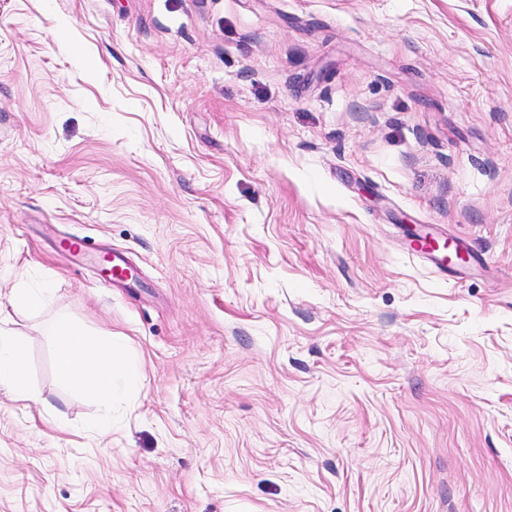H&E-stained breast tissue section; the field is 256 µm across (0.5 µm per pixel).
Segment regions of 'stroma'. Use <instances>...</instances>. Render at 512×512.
<instances>
[{
	"instance_id": "35a3bbf8",
	"label": "stroma",
	"mask_w": 512,
	"mask_h": 512,
	"mask_svg": "<svg viewBox=\"0 0 512 512\" xmlns=\"http://www.w3.org/2000/svg\"><path fill=\"white\" fill-rule=\"evenodd\" d=\"M0 328V512H512V0H0ZM432 224H423V228L417 231L414 238L409 239V251L412 254H423L440 270L448 265V245L451 252L459 255L458 243L450 241L447 237L442 239L440 232L436 231ZM52 357L65 378L75 387L103 403L123 392V381L131 377L126 346L114 339L106 352L82 330L61 325L49 342ZM3 351V356H2ZM25 360L11 334L0 328V384L3 382L16 401H32L35 395L25 377Z\"/></svg>"
}]
</instances>
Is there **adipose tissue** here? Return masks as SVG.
I'll use <instances>...</instances> for the list:
<instances>
[{"mask_svg":"<svg viewBox=\"0 0 512 512\" xmlns=\"http://www.w3.org/2000/svg\"><path fill=\"white\" fill-rule=\"evenodd\" d=\"M49 349L73 386L106 404L122 393L124 381L131 376L126 346L117 339L103 351L79 328L62 325L52 335ZM25 374L23 355L10 333L0 330V383L6 385L14 400L27 402L34 398Z\"/></svg>","mask_w":512,"mask_h":512,"instance_id":"adipose-tissue-1","label":"adipose tissue"}]
</instances>
